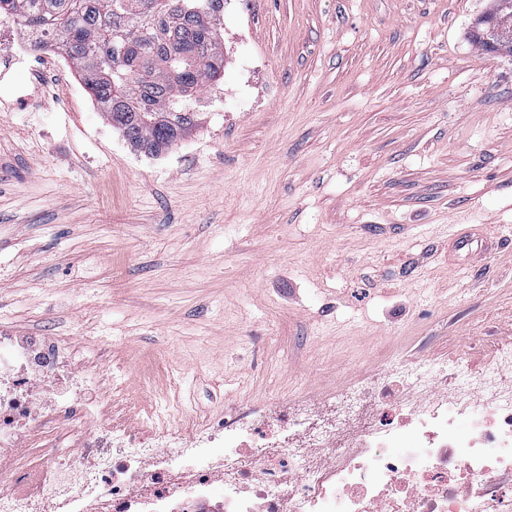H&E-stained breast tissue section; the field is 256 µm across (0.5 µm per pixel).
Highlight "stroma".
I'll return each instance as SVG.
<instances>
[{"label":"stroma","instance_id":"stroma-1","mask_svg":"<svg viewBox=\"0 0 512 512\" xmlns=\"http://www.w3.org/2000/svg\"><path fill=\"white\" fill-rule=\"evenodd\" d=\"M493 3L224 0L242 65L156 157L78 77L11 75L0 326L72 342L138 431L176 394L189 436L410 364L511 389L512 56L472 36Z\"/></svg>","mask_w":512,"mask_h":512}]
</instances>
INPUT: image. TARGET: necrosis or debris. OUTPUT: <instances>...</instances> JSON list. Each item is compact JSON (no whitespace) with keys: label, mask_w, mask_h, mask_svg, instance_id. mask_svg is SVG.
Returning <instances> with one entry per match:
<instances>
[{"label":"necrosis or debris","mask_w":512,"mask_h":512,"mask_svg":"<svg viewBox=\"0 0 512 512\" xmlns=\"http://www.w3.org/2000/svg\"><path fill=\"white\" fill-rule=\"evenodd\" d=\"M35 56L1 10L0 65ZM366 405L346 450L329 421L300 441L305 410L221 417L189 437L170 413L136 436L99 422L106 401L64 344L0 328V473L14 477L0 512H512V389L487 375L452 389L410 366L337 394L333 411Z\"/></svg>","instance_id":"necrosis-or-debris-1"}]
</instances>
